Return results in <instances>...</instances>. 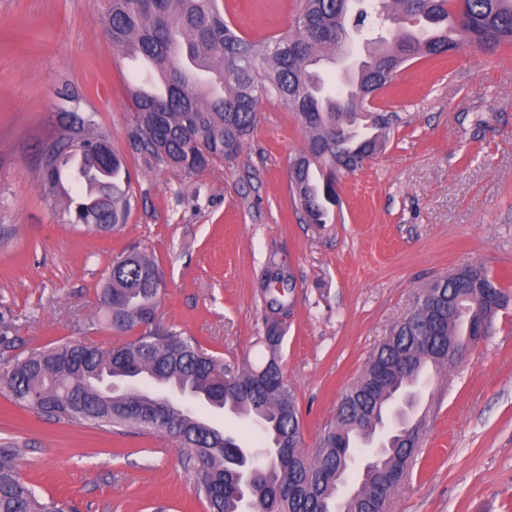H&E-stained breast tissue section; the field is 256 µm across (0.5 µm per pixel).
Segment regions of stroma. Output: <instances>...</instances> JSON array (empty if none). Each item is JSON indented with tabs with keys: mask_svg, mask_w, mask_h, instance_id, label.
<instances>
[{
	"mask_svg": "<svg viewBox=\"0 0 512 512\" xmlns=\"http://www.w3.org/2000/svg\"><path fill=\"white\" fill-rule=\"evenodd\" d=\"M244 33L284 31L297 0H220ZM138 70L113 51L99 0H0V316L24 356L68 340L110 347L94 317L113 259L152 256L165 288L160 333L196 337L232 367L269 350L258 288L269 259L295 281L278 353L315 447L336 405L422 287L478 263L512 289V52L462 47L440 66L399 70L376 105L400 114L386 147L341 174L330 223H304L290 165L308 134L288 104L262 98L232 163L185 174L132 149ZM111 136L131 176L126 224L74 223L73 184L47 195L39 151L69 94ZM419 453L387 512H512V305L489 336L434 379ZM69 512H206L169 439L71 425L0 392V446Z\"/></svg>",
	"mask_w": 512,
	"mask_h": 512,
	"instance_id": "1",
	"label": "stroma"
}]
</instances>
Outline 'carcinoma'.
Listing matches in <instances>:
<instances>
[{
	"label": "carcinoma",
	"instance_id": "1",
	"mask_svg": "<svg viewBox=\"0 0 512 512\" xmlns=\"http://www.w3.org/2000/svg\"><path fill=\"white\" fill-rule=\"evenodd\" d=\"M388 19L397 25L391 38L369 39L372 50L345 89L326 92L321 62L352 36L379 32ZM102 23L114 50L144 59L158 73L160 93L132 86L135 120L128 133L133 149L158 163L191 174L213 162H231L254 129L262 97L284 100L309 134L308 151L293 160L290 181L306 224L327 223L329 206L336 204V174L355 171L386 144L400 116L379 111L371 101L403 65L443 60L464 44L488 53L512 48V0H299L288 30L262 39L225 20L218 0H104ZM67 116L76 135L68 139L61 132L41 149L43 191L57 192L63 177L76 174L87 194L71 200L75 221L96 233L112 232L131 209L129 176L108 133L92 128L76 108ZM339 127L354 134L340 141ZM265 275V306L274 310L289 301L294 280L273 261ZM162 288L158 266L147 255L130 251L113 259L96 315L114 330L140 333L109 349L77 340L10 356L14 338L0 318V389L15 404L57 421L167 437L187 462L202 461L194 478L208 512H240L246 448L194 410L174 404L168 419L154 420L144 414L150 391L103 395L87 378L141 376L153 386L191 390L207 405L220 402L224 412L256 425L273 460L256 480L251 512H386L398 487L388 475L395 469L407 473L423 419H413L412 409L403 415L390 446L366 467L361 492L345 495L338 508V479L370 436V429L356 425L357 415L382 423L409 393L417 405L430 382L427 372L448 364L445 357H429L417 337L430 336L433 347L445 348L455 336L478 335L488 316L512 302V292L482 266L464 265L454 276L427 284L372 352L310 451L300 447L295 393L276 355L279 325L265 319L271 356L263 365L226 367L202 352L196 338L159 336L150 329ZM17 456V448L0 447V512H62L23 479Z\"/></svg>",
	"mask_w": 512,
	"mask_h": 512
}]
</instances>
